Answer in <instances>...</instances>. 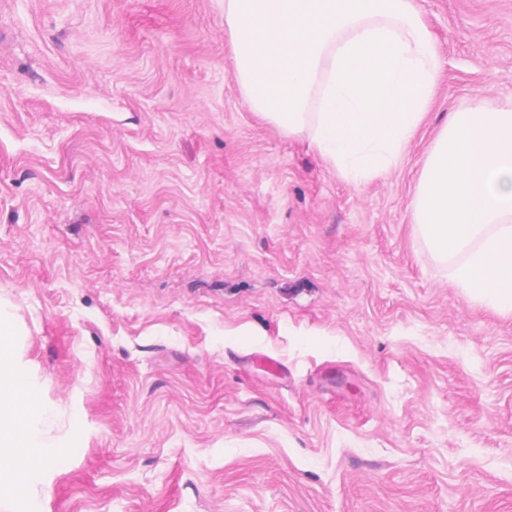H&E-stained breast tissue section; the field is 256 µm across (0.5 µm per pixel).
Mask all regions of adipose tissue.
<instances>
[{
  "instance_id": "1",
  "label": "adipose tissue",
  "mask_w": 512,
  "mask_h": 512,
  "mask_svg": "<svg viewBox=\"0 0 512 512\" xmlns=\"http://www.w3.org/2000/svg\"><path fill=\"white\" fill-rule=\"evenodd\" d=\"M15 334L12 317L0 304V502L39 512L36 491L57 452L51 434L56 412L34 394L27 373L13 362Z\"/></svg>"
}]
</instances>
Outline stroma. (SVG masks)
Listing matches in <instances>:
<instances>
[{
  "mask_svg": "<svg viewBox=\"0 0 512 512\" xmlns=\"http://www.w3.org/2000/svg\"><path fill=\"white\" fill-rule=\"evenodd\" d=\"M417 3L441 82L355 186L251 111L224 0H0V302L78 428L41 512H512V313L410 209L512 101V0Z\"/></svg>",
  "mask_w": 512,
  "mask_h": 512,
  "instance_id": "1",
  "label": "stroma"
}]
</instances>
